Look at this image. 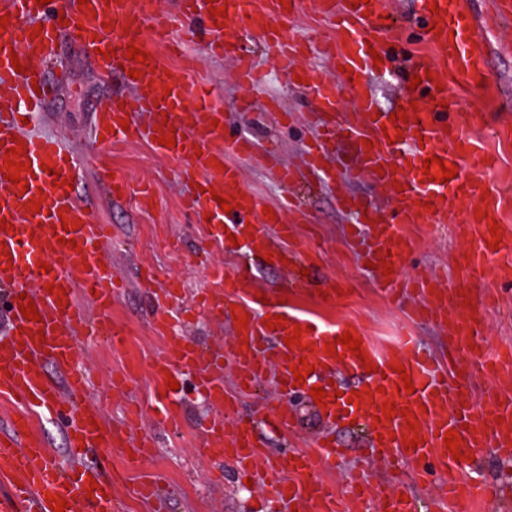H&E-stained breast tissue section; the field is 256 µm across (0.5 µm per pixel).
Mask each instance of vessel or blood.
Returning a JSON list of instances; mask_svg holds the SVG:
<instances>
[{
  "instance_id": "1",
  "label": "vessel or blood",
  "mask_w": 512,
  "mask_h": 512,
  "mask_svg": "<svg viewBox=\"0 0 512 512\" xmlns=\"http://www.w3.org/2000/svg\"><path fill=\"white\" fill-rule=\"evenodd\" d=\"M314 5L318 14L334 19L340 41L322 44L328 68L301 70L296 59L305 41L283 31L291 0H179L171 18L158 14L149 0H88L84 5L79 0H52L47 6L36 0H0V17L8 20L7 28L0 30V221L7 224L0 229V303L8 305V331L0 336V402L13 408L10 433H0V480L8 484L0 493V512H50L54 495L67 501L65 512H114V483L99 466V456L110 448H124L130 460L139 462L154 448L149 436H134L130 424L92 425L96 413L83 404L94 378L78 363L80 340L108 336L117 344L125 336L124 328L109 318L118 284L102 255L112 243V227L87 213L68 187L76 162L61 138L22 121L27 113L46 111L55 97L56 85L45 79L38 65L55 59L66 38L87 50H101V74L122 67L140 72L127 81L132 106H122L115 98L101 107L95 114L94 136L151 142L157 153L182 160L186 210L209 218L218 240L234 235L243 253L233 273L210 267L211 287L200 300L208 311L230 318L247 316V324L237 326L230 344L209 349L184 343L169 309L160 310L154 320L155 332L172 350L153 358V370L177 381L184 371H192L195 392L214 408L202 427L203 455L251 468L266 445V431L294 427L289 398L309 395L317 386L326 392L318 412L328 428L317 442L325 464H335L344 455L336 442V424L360 419L367 423L374 452L387 459L431 458L447 466L452 457L444 440L450 431L460 439L459 453L490 446L501 458H512V393L492 392L480 404L469 403V378L457 365L460 355H474L481 344L482 320L467 305L466 294L444 286L440 274L408 278L402 273L404 258L413 248V232L447 223L449 213L463 203L473 220L461 278H471L493 254L487 222L499 209L500 193L487 191L482 181L463 174L435 181L439 167L423 166L433 156L458 166L468 155L476 165L490 166V156L479 153L448 120L458 106L461 75L483 66L489 45L477 33L476 22L464 16L467 0H417L421 39L435 56L413 67L421 82L415 91L406 92L411 105L401 122L380 107L367 85L369 76L379 74L380 61L390 58L379 40L392 31L385 17L386 0H314ZM220 7L226 8V16H215ZM50 10L63 13V21L48 20ZM196 18L207 22L200 34L210 55L234 61L242 84L254 87L261 81L252 57L240 45L244 33L253 32L279 71L288 78L301 75L311 92L312 107L305 119L313 135L304 148L303 165H287L273 156L265 159L281 184L292 185L304 176L309 183L335 187L332 160L339 143L346 141L356 150L358 177L378 187L399 186L394 205L385 210L351 195L337 196L336 205L350 219L360 259L374 263L382 292L398 302L414 299L413 314L446 331L447 363L438 362L412 336L401 339L391 353L383 355L368 346L364 358H357L336 339L346 331L364 338L359 325H325L287 304H266L256 297L253 262L264 254L284 256L280 286L285 293L301 294L309 282L297 270L298 253L283 246L293 234L283 209L264 215L259 199L241 183L235 161L255 157V144L244 136L225 135L224 109L195 87L193 64H172L153 52L139 65L127 56V46L143 48L146 33L162 42L170 23ZM337 70L347 75L344 84L334 82ZM343 97L351 102L353 116L339 111ZM137 112L148 115V122L134 121ZM170 134L177 137L175 146L158 144V137ZM10 158L28 164L20 182L4 177L3 162ZM222 198L230 212L220 208ZM67 221L72 229H64ZM43 262L48 271L40 270ZM388 265L393 271L387 276L383 269ZM60 287L66 291L62 299L56 294ZM81 293L90 295V304L78 301ZM24 299L35 304L40 320L23 317ZM276 315L282 316V327H266V317ZM292 334L297 342L286 343ZM330 343L335 346L331 352L326 349ZM303 358L313 372L298 382L293 370ZM49 363L62 372V380L47 375ZM228 368L235 370L243 395L267 375L279 379L278 400L266 408L262 427L237 416L224 390ZM340 369L358 375L355 391L337 392L332 381ZM404 373L413 392L404 388ZM388 402L395 403V415L382 411ZM42 417L60 423L65 457L32 433L34 420ZM284 465L291 479L270 478L267 493L295 512H363L371 501L378 503L380 512H416L415 501H403L402 488L375 486L360 475L353 476L346 496L336 497L330 486L312 477L306 453H290Z\"/></svg>"
}]
</instances>
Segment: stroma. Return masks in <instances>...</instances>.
<instances>
[{"instance_id":"obj_1","label":"stroma","mask_w":512,"mask_h":512,"mask_svg":"<svg viewBox=\"0 0 512 512\" xmlns=\"http://www.w3.org/2000/svg\"><path fill=\"white\" fill-rule=\"evenodd\" d=\"M388 2L399 29L400 47L394 55L393 76L372 79L370 88L383 108L393 109L404 104L399 79L426 55L427 48L419 37L412 0ZM479 33L489 43L491 52L482 68L481 86L471 87L469 95L460 103L455 120L465 135L498 156L496 167L471 169V176L490 187L506 190L512 188V136H495L502 115L489 111L487 103L493 96L512 101V51L500 47L511 32L504 27L483 26ZM172 38L181 43L185 53L199 59L200 77L210 83L217 102L224 107L226 132L247 135L258 150L273 149L289 163L301 164L304 144L311 135L301 118L310 107L309 94L303 86L288 82L277 72L257 37L250 35L243 41L244 49L266 74L264 87L253 91L235 80L231 62L207 55L194 28L176 26ZM44 71L48 80L57 84L58 94L48 112L38 117L36 123L46 131L61 135L76 152L78 197L101 223L111 225L112 245L107 256L123 282L111 311L112 320L127 328L123 344L113 346L105 336H94L80 343L83 363L99 380L85 403L108 423L123 421L132 411H141L144 430L158 444L156 452L135 466L129 463L123 449L113 448L104 454L103 464L116 477L121 512H154L149 502L127 496L129 487L144 472L161 476L167 512H277L275 507L262 504L259 487L250 488L239 481L233 461L215 460L199 453L198 430L212 412L207 401L193 391H186L178 428L161 426L154 419L162 383L154 375L150 361L155 353L163 350L164 343L150 330L154 307L150 290L141 283L142 267H151L158 279H177L192 297L208 288L211 264H223L230 271L236 266L238 255L229 246L211 240L207 224L182 211L180 198L185 186L179 178L180 161L158 155L145 143H100L93 139L91 126L95 110L112 96L129 92L121 73L104 79L97 61L81 46L70 42L62 45L59 58L45 64ZM247 94L253 95L256 106L250 111L238 110L237 100ZM269 96L279 97L295 113L296 118L289 127H280L264 110L262 102ZM353 163L351 144H342L336 154L338 188L392 205L391 192L356 177ZM237 165L244 187L263 206H277L287 195V188L280 186L269 170L248 159L238 160ZM114 175L125 178L134 187L149 185L154 194L151 207L140 208L131 198L113 199L108 184ZM297 193L304 210L288 216L295 226L289 246L302 254L314 287L335 286L341 295L329 309L320 308L307 295L291 298V307L329 324L357 323L375 345L389 346L398 328L408 322L405 311L384 296L374 276L363 268L350 249L348 218L338 211L333 192L302 185ZM466 225V214L457 211L449 215L447 223L423 229L404 263V273L416 277L440 266L446 272L448 285H458V267L468 245ZM468 286L477 294L492 290L499 296L497 305L483 310L487 346L512 344V279L491 265L475 274ZM232 336L229 321L206 310L194 314L184 333L186 343L205 347L218 346L220 341L231 340ZM122 371L131 374V382L122 389L112 390L111 375ZM289 407L297 416L298 427L287 435L268 437V447L275 456L289 448L312 449L316 435L324 426L322 417L303 397L292 398ZM336 436L346 448L347 457L333 470L315 462V472L325 483L336 490H346L350 474L359 468L371 476H383V465L368 447L363 427L340 428ZM473 470L482 481L495 482L512 475V461L499 459L494 448L486 447L472 450L449 467L450 472L461 477Z\"/></svg>"}]
</instances>
